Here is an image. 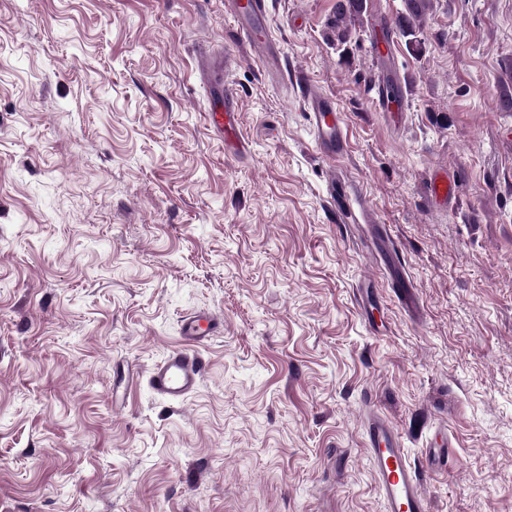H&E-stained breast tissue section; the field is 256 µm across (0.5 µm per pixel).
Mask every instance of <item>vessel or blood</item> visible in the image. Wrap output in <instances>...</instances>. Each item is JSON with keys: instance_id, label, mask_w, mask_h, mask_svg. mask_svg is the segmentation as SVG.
<instances>
[{"instance_id": "vessel-or-blood-1", "label": "vessel or blood", "mask_w": 512, "mask_h": 512, "mask_svg": "<svg viewBox=\"0 0 512 512\" xmlns=\"http://www.w3.org/2000/svg\"><path fill=\"white\" fill-rule=\"evenodd\" d=\"M233 16L241 24L242 36L269 61L280 53L279 45L268 34L267 0H228ZM405 99L402 86L393 92L375 90L371 103L380 112L400 111ZM316 144L328 158L343 154L346 145L344 115L334 100L321 94L307 99ZM239 105L232 88H225L223 104L211 107L207 122L212 130L223 135L233 153L246 150L248 143L241 133ZM456 182L448 173L440 172L430 181L429 192L438 201L455 199ZM218 329L217 317L208 311L190 314L182 324L184 345L172 351L149 372L151 389L160 397L177 400L191 394L197 387L204 362L196 348L209 340ZM367 449L378 479L379 493L388 512H431L422 489L419 473L411 463L401 438L380 416H370L367 422Z\"/></svg>"}]
</instances>
